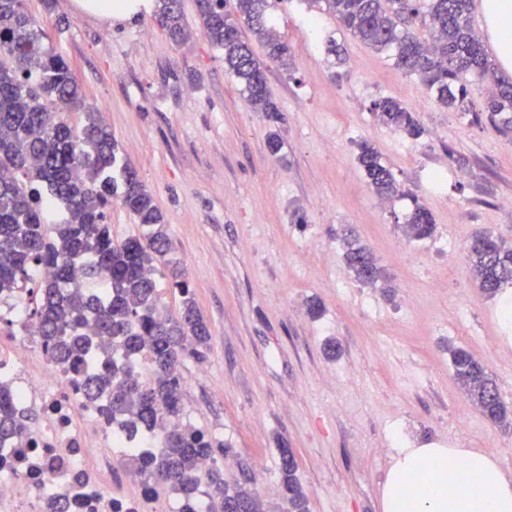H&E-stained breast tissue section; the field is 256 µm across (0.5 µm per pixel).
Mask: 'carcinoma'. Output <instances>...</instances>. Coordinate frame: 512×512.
<instances>
[{
  "label": "carcinoma",
  "mask_w": 512,
  "mask_h": 512,
  "mask_svg": "<svg viewBox=\"0 0 512 512\" xmlns=\"http://www.w3.org/2000/svg\"><path fill=\"white\" fill-rule=\"evenodd\" d=\"M353 37L387 53L403 71L419 77L438 102L471 112L467 76L493 81L482 111L503 134L512 131V81L496 76L470 23L471 0H313ZM276 0H195L200 33L224 54V71L234 77L245 100L272 121L281 120L268 88L266 58L288 68L290 49L269 22ZM153 18L175 44L190 38L182 0H155ZM428 29L430 41L414 33ZM24 0H0V291L29 288V309L41 345L54 360L78 370L104 365L86 376L88 398L105 403L131 434L157 435V449L131 459L135 469L181 495L180 512H269L244 484L224 485L220 460L224 440L191 424L163 427L182 410L178 366L209 349L210 330L197 308L190 283L167 258L171 247L164 217L112 136L102 113L85 106V94L70 64L52 46ZM378 120L411 137L417 120L392 98L374 104ZM79 112L83 121L62 117ZM374 193L390 200L400 194L392 171L367 143L358 150ZM118 202L141 228L112 238L107 208ZM405 235L423 240L434 232L432 214L415 204L405 218ZM467 250L474 282L493 297L512 285V244L479 234ZM344 260L355 279L374 286L382 280L373 254L358 240L342 238ZM170 264L178 311L162 312L155 273ZM120 348L124 360L113 359ZM150 357L152 378L141 380L136 358ZM459 388L485 416L506 418L496 384L468 351L448 348ZM33 414H17L8 388L0 384V440L27 428ZM280 455V477L288 512H308L294 454ZM211 461L205 476L200 464Z\"/></svg>",
  "instance_id": "cac0c4a2"
}]
</instances>
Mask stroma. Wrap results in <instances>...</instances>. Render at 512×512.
<instances>
[{"mask_svg": "<svg viewBox=\"0 0 512 512\" xmlns=\"http://www.w3.org/2000/svg\"><path fill=\"white\" fill-rule=\"evenodd\" d=\"M48 44L103 110L161 210L171 258L209 325L203 359L178 368L182 417L222 437L227 483L250 476L268 512H286L278 442L292 448L309 512H380L395 448L432 444L495 454L512 473V423L490 422L462 393L449 347L477 358L512 413V323L504 296L474 285L475 231L512 239V132L442 107L412 75L341 29L314 0H281L273 25L290 66L269 64L281 123L251 111L224 57L199 32L171 43L152 7L109 24L74 0H26ZM340 55H332L330 44ZM416 113L413 139L380 123L375 102ZM279 130L280 156L267 150ZM372 144L401 195L380 201L357 162ZM447 167L433 189L430 172ZM432 238L406 240L413 203ZM304 223H297V216ZM352 229L391 276L358 282L341 235ZM338 356H327V341Z\"/></svg>", "mask_w": 512, "mask_h": 512, "instance_id": "1", "label": "stroma"}]
</instances>
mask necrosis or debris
I'll return each mask as SVG.
<instances>
[{"label":"necrosis or debris","mask_w":512,"mask_h":512,"mask_svg":"<svg viewBox=\"0 0 512 512\" xmlns=\"http://www.w3.org/2000/svg\"><path fill=\"white\" fill-rule=\"evenodd\" d=\"M27 307L26 290L0 294V383L9 384L16 411L36 414L22 435L0 442V512H46L52 499L64 512H179L148 481L135 494L113 486L132 452L154 440L131 436L87 398L77 373L48 359Z\"/></svg>","instance_id":"obj_1"}]
</instances>
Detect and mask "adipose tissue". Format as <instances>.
Listing matches in <instances>:
<instances>
[{
    "instance_id": "obj_1",
    "label": "adipose tissue",
    "mask_w": 512,
    "mask_h": 512,
    "mask_svg": "<svg viewBox=\"0 0 512 512\" xmlns=\"http://www.w3.org/2000/svg\"><path fill=\"white\" fill-rule=\"evenodd\" d=\"M495 53L512 72V0H482ZM381 512H512V478L492 454L471 448L397 449Z\"/></svg>"
}]
</instances>
